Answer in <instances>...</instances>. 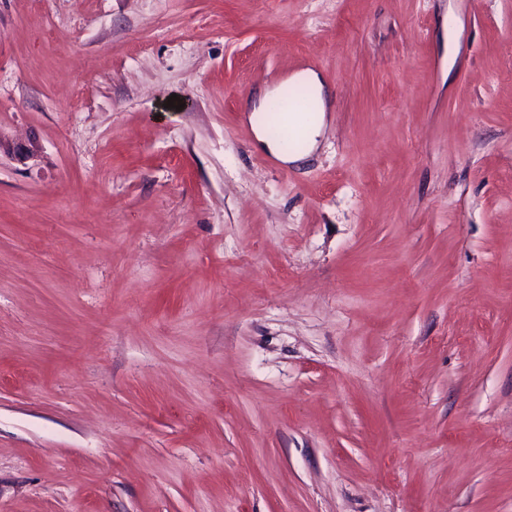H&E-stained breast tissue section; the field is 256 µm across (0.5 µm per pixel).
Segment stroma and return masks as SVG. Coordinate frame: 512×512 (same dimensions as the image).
Returning <instances> with one entry per match:
<instances>
[{"mask_svg":"<svg viewBox=\"0 0 512 512\" xmlns=\"http://www.w3.org/2000/svg\"><path fill=\"white\" fill-rule=\"evenodd\" d=\"M0 512H512V0H0ZM304 84L312 93L313 113L307 116L306 147L302 151L291 150L282 141L268 135L265 126L260 122V114L265 112L271 101L278 99L288 86ZM328 91L319 75L311 70L292 74L278 88L261 89L244 107L248 114V121L254 128L256 140L262 148L285 163H296L308 158L318 145V138L326 125V112H328Z\"/></svg>","mask_w":512,"mask_h":512,"instance_id":"35a3bbf8","label":"stroma"}]
</instances>
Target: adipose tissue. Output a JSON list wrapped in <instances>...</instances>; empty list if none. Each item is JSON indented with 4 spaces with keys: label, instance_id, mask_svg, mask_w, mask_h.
<instances>
[{
    "label": "adipose tissue",
    "instance_id": "1",
    "mask_svg": "<svg viewBox=\"0 0 512 512\" xmlns=\"http://www.w3.org/2000/svg\"><path fill=\"white\" fill-rule=\"evenodd\" d=\"M287 83L291 86L296 84L306 85L312 93L313 113L308 116L306 122V147L304 150L290 149L282 141L269 136L265 126L260 121L261 113L268 109L270 102L281 96V89L265 88L259 90L248 100L245 109L248 113V120L255 130L256 139L262 148L283 162L295 163L308 158L318 145V139L326 125L328 91L319 75L311 70L292 74L288 77Z\"/></svg>",
    "mask_w": 512,
    "mask_h": 512
}]
</instances>
